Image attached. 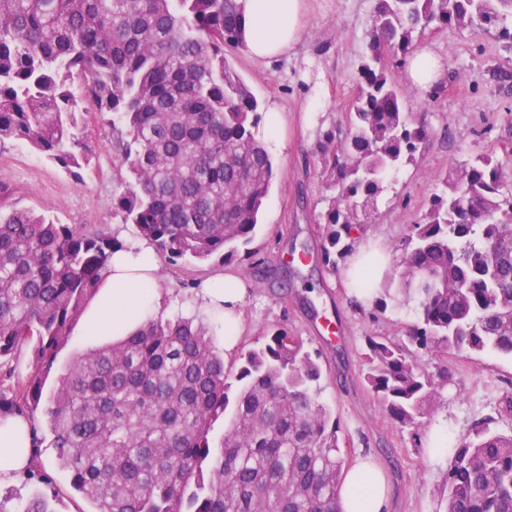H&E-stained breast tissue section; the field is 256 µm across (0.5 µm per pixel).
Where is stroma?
Wrapping results in <instances>:
<instances>
[{"label":"stroma","instance_id":"obj_1","mask_svg":"<svg viewBox=\"0 0 512 512\" xmlns=\"http://www.w3.org/2000/svg\"><path fill=\"white\" fill-rule=\"evenodd\" d=\"M376 0H308V12L294 53L257 63L242 50L224 54L260 103L278 101L287 112L288 145L274 154L275 177L263 204L262 219L248 249L259 267L231 270L252 286L245 307L243 347H251L280 323H287L309 349L319 350L324 371L321 399L339 418L347 457L370 454L389 475L394 512H443L445 465L430 463L408 430L397 427L364 381L362 354L366 335L401 337L413 320L405 307H388L379 319L350 303L341 274L320 266L294 268L295 248L316 249V217L327 190L317 166L320 133L337 138L350 132L358 68L367 50ZM419 46L440 55L446 69L442 87L429 92L404 85L405 109L431 131L414 165L398 173L391 190L378 200L366 234L382 238L394 255L412 224L418 222L437 189V177L479 153L492 155L512 185V38L495 29L473 26L426 31ZM319 117L313 128L300 124L306 107ZM86 138L94 158L81 182H74L53 161L24 143L0 144V184L14 190L19 208L44 212L65 224L91 225L108 232L120 225L126 237L134 225L112 209V195L127 173L121 169L115 136L96 112L86 115ZM223 268L217 261L160 264L164 292L190 301L191 282ZM454 382L442 398L437 419L452 437L472 423L496 414L512 396V359L449 350Z\"/></svg>","mask_w":512,"mask_h":512}]
</instances>
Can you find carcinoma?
<instances>
[{
	"label": "carcinoma",
	"mask_w": 512,
	"mask_h": 512,
	"mask_svg": "<svg viewBox=\"0 0 512 512\" xmlns=\"http://www.w3.org/2000/svg\"><path fill=\"white\" fill-rule=\"evenodd\" d=\"M512 0H377L350 135L318 141L332 192L317 216L320 263L352 250L387 178L430 130L404 112L387 59L430 28L512 32ZM236 0H0V143L20 140L83 180L89 102L118 134L131 180L112 208L168 263L232 261L251 242L274 167L259 103L224 55L240 47ZM401 260L373 300L414 315L407 341L365 337L364 379L389 419L421 439L452 381L448 348L512 358V189L489 154L442 174ZM0 186V377L33 344L39 369L0 384V414L27 419L34 465L48 429L57 465L90 512H338L347 459L320 401V355L282 324L228 370L210 328L158 316L75 355L46 379L99 289L116 233L63 224ZM435 356L430 372L419 354ZM224 434L213 442V425ZM475 422L452 441L444 512H512V429ZM0 512H54L46 492Z\"/></svg>",
	"instance_id": "carcinoma-1"
}]
</instances>
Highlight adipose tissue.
<instances>
[{
    "label": "adipose tissue",
    "instance_id": "1",
    "mask_svg": "<svg viewBox=\"0 0 512 512\" xmlns=\"http://www.w3.org/2000/svg\"><path fill=\"white\" fill-rule=\"evenodd\" d=\"M242 17V48L252 59L266 62L288 55L299 42L306 0H236ZM440 58L432 50H416L404 79L430 91L445 81ZM391 258L387 244L359 245L350 259L348 276H369L370 288L354 290L361 304L376 295L384 268ZM159 260L146 241L115 250L107 262V276L89 303L80 333L92 339H120L154 318L161 308L181 309L183 316L220 314L224 317V351L236 352L241 344L247 286L235 272L227 271L201 282L192 304L180 306L159 288ZM32 429L24 418L0 416V482L28 469L32 461ZM340 512H389L391 492L387 473L371 456H358L344 472Z\"/></svg>",
    "mask_w": 512,
    "mask_h": 512
}]
</instances>
